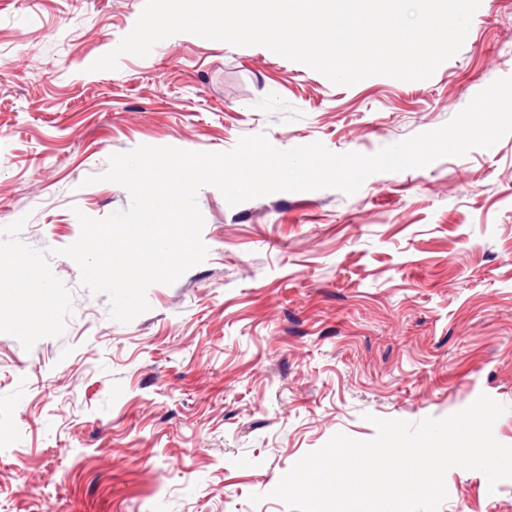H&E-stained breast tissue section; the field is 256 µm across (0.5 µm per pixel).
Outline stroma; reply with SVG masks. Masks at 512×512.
I'll return each instance as SVG.
<instances>
[{
  "instance_id": "obj_1",
  "label": "stroma",
  "mask_w": 512,
  "mask_h": 512,
  "mask_svg": "<svg viewBox=\"0 0 512 512\" xmlns=\"http://www.w3.org/2000/svg\"><path fill=\"white\" fill-rule=\"evenodd\" d=\"M144 0H0V227L48 252L61 336L0 334V512H290L272 490L335 434L418 424L485 394L512 445V134L353 195L198 194L206 259L121 324L61 248L78 214L130 204L100 181L141 145L225 152L265 134L372 154L441 127L512 77V0H481L426 80L333 84L260 45L191 33L91 71ZM439 512H512V479L460 467ZM260 495L252 503L251 495Z\"/></svg>"
}]
</instances>
